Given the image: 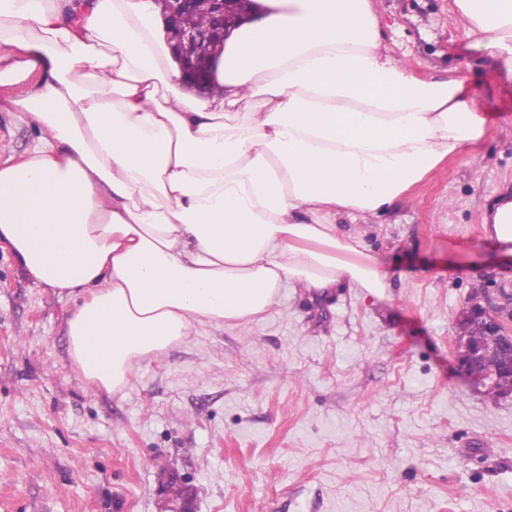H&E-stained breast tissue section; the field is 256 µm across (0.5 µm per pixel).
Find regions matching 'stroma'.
<instances>
[{"instance_id":"35a3bbf8","label":"stroma","mask_w":512,"mask_h":512,"mask_svg":"<svg viewBox=\"0 0 512 512\" xmlns=\"http://www.w3.org/2000/svg\"><path fill=\"white\" fill-rule=\"evenodd\" d=\"M389 54L465 77L487 130L361 225L392 270L380 298L283 284L245 325L213 324L116 394L71 367L58 298L0 242V512H165L176 475L196 512H512V397L457 366V318L512 277L483 231L512 181V79L471 48L453 0H373ZM34 132L0 112V161Z\"/></svg>"}]
</instances>
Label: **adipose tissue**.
Wrapping results in <instances>:
<instances>
[{
	"label": "adipose tissue",
	"instance_id": "adipose-tissue-1",
	"mask_svg": "<svg viewBox=\"0 0 512 512\" xmlns=\"http://www.w3.org/2000/svg\"><path fill=\"white\" fill-rule=\"evenodd\" d=\"M455 4L512 76V0ZM23 82L0 109L38 135L0 163V239L38 284L80 295L69 358L110 393L284 283L382 297L388 272L338 217L388 212L487 127L466 78L386 52L372 0H254L205 95L183 86L157 0H0V87ZM484 230L512 262V188Z\"/></svg>",
	"mask_w": 512,
	"mask_h": 512
}]
</instances>
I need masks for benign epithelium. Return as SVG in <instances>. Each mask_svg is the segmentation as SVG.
I'll return each instance as SVG.
<instances>
[{
  "mask_svg": "<svg viewBox=\"0 0 512 512\" xmlns=\"http://www.w3.org/2000/svg\"><path fill=\"white\" fill-rule=\"evenodd\" d=\"M196 0H165L164 15L169 27L171 49L185 64L183 73L193 80L201 91L207 90L208 74L196 68L189 50L214 53L224 46V39L230 28L246 15L244 0H210L211 21L200 27L192 21ZM471 317L484 323L486 342L473 349L471 357L458 361L461 374L466 381L481 387L485 377L480 371V363L489 350L512 345V328L497 315L493 299L482 296L474 300L469 308Z\"/></svg>",
  "mask_w": 512,
  "mask_h": 512,
  "instance_id": "7a95c632",
  "label": "benign epithelium"
}]
</instances>
